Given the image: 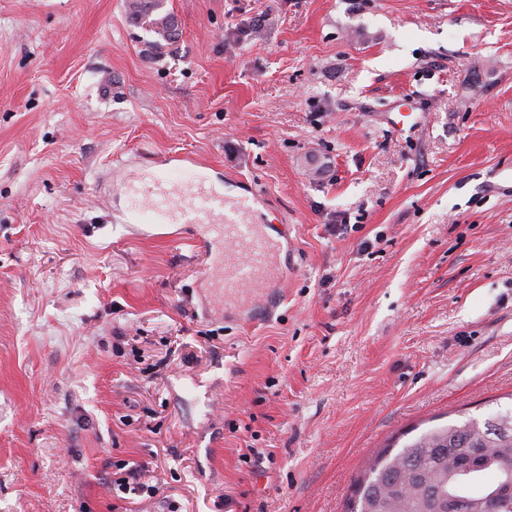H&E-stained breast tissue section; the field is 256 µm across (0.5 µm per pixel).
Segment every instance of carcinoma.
<instances>
[{
	"mask_svg": "<svg viewBox=\"0 0 512 512\" xmlns=\"http://www.w3.org/2000/svg\"><path fill=\"white\" fill-rule=\"evenodd\" d=\"M162 0H128L131 19L154 33L155 53L177 30ZM512 512V408L430 429L398 451L384 449L354 484L345 512Z\"/></svg>",
	"mask_w": 512,
	"mask_h": 512,
	"instance_id": "1",
	"label": "carcinoma"
}]
</instances>
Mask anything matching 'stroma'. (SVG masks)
Wrapping results in <instances>:
<instances>
[{"mask_svg": "<svg viewBox=\"0 0 512 512\" xmlns=\"http://www.w3.org/2000/svg\"><path fill=\"white\" fill-rule=\"evenodd\" d=\"M126 3L0 0V512H344L512 406V0H164L161 55ZM169 153L287 228L271 315L119 223Z\"/></svg>", "mask_w": 512, "mask_h": 512, "instance_id": "35a3bbf8", "label": "stroma"}]
</instances>
